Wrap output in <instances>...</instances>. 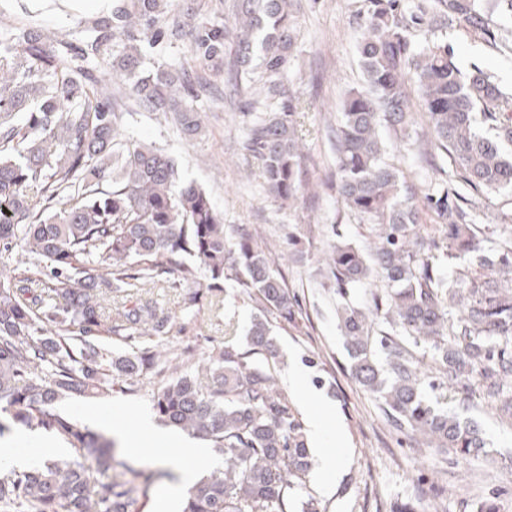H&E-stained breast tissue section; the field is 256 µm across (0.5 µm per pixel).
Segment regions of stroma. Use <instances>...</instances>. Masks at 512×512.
<instances>
[{"label": "stroma", "instance_id": "35a3bbf8", "mask_svg": "<svg viewBox=\"0 0 512 512\" xmlns=\"http://www.w3.org/2000/svg\"><path fill=\"white\" fill-rule=\"evenodd\" d=\"M366 10V0H298L292 16L296 40L287 86L305 104L298 130L307 156L306 177L318 183L317 196L284 205L269 195L257 161L243 149L244 119L233 96L202 97L197 103L203 111L202 128L191 138L149 112L125 115L124 131L175 157L185 180L208 193L225 224L242 226L267 241L299 301L293 320H271L277 356L269 366L297 420L305 418L301 400L310 397L331 409L332 433L340 438L341 447L338 470L330 476L335 485L332 496L319 492L320 472L311 468L305 486L289 502L290 512H300L308 500L318 512H429L433 507L438 512H480L486 503L495 504L498 512H512V482L493 478L501 468L512 467V412L488 396L483 378H474L465 394L448 397V411L477 423L488 442L485 453L463 461L451 451L419 447L417 435L391 427L375 398L349 374L324 255L337 239L366 249L372 236L370 224L349 213L336 192L329 126L338 118L345 94L363 81L356 42ZM96 17L93 11L71 10L68 0H0V27L31 22L74 43L92 35ZM443 38L463 68L478 66L503 88H512V53L491 49L455 29L444 30ZM422 131L419 124L404 133L383 129L389 162L405 171L416 169L413 143ZM292 235L299 241L295 250L288 245ZM142 298L157 314L183 323V331L165 340L163 347L191 356V373L201 382L209 376L212 350L229 346L247 351V329L260 313L255 299L230 281L223 291H201L191 307L182 289H148ZM293 364L305 374L295 387L286 381ZM160 381V376L149 373L135 382L133 391L102 401L66 399L58 408L108 434L120 428L134 434L141 415L153 412ZM142 448V454L126 458L153 473L141 486L140 512H157L162 499L166 512H179L186 495L179 486V463L168 457L161 443L146 440Z\"/></svg>", "mask_w": 512, "mask_h": 512}]
</instances>
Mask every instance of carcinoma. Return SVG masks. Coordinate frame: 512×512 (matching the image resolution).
<instances>
[{
    "mask_svg": "<svg viewBox=\"0 0 512 512\" xmlns=\"http://www.w3.org/2000/svg\"><path fill=\"white\" fill-rule=\"evenodd\" d=\"M174 0H112L95 37L74 45L17 22L0 33V437L12 427L58 437L70 455L42 465L0 467V512H138L144 472L119 465L104 432L61 413L63 398L99 401L160 366L144 340L172 326L144 305L107 313L114 293L205 287L224 281L254 294L261 314L248 329L250 352L277 355L268 316L292 317L295 297L272 253L253 232L228 229L205 190L181 180L161 148L125 139L126 101L169 115L182 134L202 126L194 103L209 88L198 71L224 75L240 102L244 149L267 191L286 203L309 195L297 133L300 98L285 80L295 42L291 0H234L232 25ZM357 40L365 82L342 102L331 127L336 187L346 209L376 226L373 246H330L336 319L352 377L379 402L393 427L429 448L466 459L486 448L482 430L439 407L398 340L434 351L440 381L459 391L485 377L492 398L512 394V212L491 238L476 223V202L443 179L424 184L388 162L380 131L414 121L410 90L427 131L415 142L421 166L443 172L446 158L475 194L512 198V92L482 69L463 71L448 42L456 28L473 40L512 49V0H367ZM180 41L194 67L148 68L147 57ZM231 54H226V47ZM111 59L112 87L81 63ZM438 236L421 234L424 211ZM103 266L106 274L96 273ZM380 281L369 307L350 289ZM391 331L373 335L374 320ZM124 345L112 351L110 341ZM210 382L189 374L162 383L153 409L167 426L211 442L224 469L203 478L181 512H288L305 482L310 449L269 367L229 347L210 356Z\"/></svg>",
    "mask_w": 512,
    "mask_h": 512,
    "instance_id": "cac0c4a2",
    "label": "carcinoma"
}]
</instances>
